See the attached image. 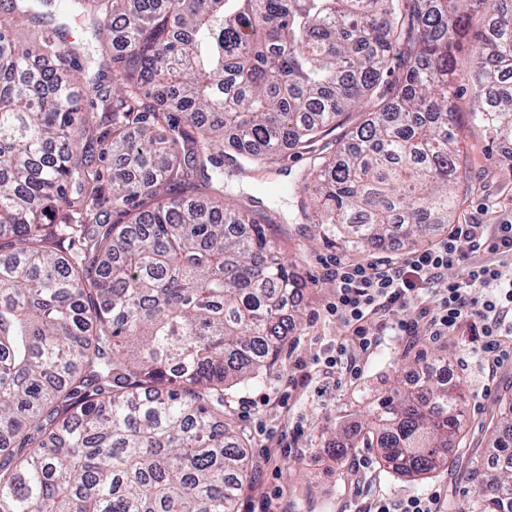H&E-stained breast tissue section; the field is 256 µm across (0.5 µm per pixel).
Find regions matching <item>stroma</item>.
Returning a JSON list of instances; mask_svg holds the SVG:
<instances>
[{"instance_id": "obj_1", "label": "stroma", "mask_w": 512, "mask_h": 512, "mask_svg": "<svg viewBox=\"0 0 512 512\" xmlns=\"http://www.w3.org/2000/svg\"><path fill=\"white\" fill-rule=\"evenodd\" d=\"M471 86L460 78L455 104L461 136L458 163L474 172L472 190H458L452 217L456 224L512 222V160L487 157L489 135L469 115ZM312 162L307 153L285 151L270 164H255L246 178L234 181L230 197H258L278 214L265 232L280 246L286 263L301 275L296 294L300 326L289 335L277 362L254 383L226 392L236 426L250 440L252 467L240 492L238 512H362L377 497L398 501L439 492L442 512H460L474 499L478 483L470 479L468 458L486 447L485 424L512 395V361L489 367L474 326L452 336H404L383 328V314L365 321L377 343L356 352L357 374L347 373L336 356L350 346L352 330L328 312L336 299L332 272L342 252L326 246L314 225L299 219L297 199L287 188L301 180ZM442 357L450 382L463 394V442L448 452L447 468L415 480L383 467L376 449L354 448L344 457L331 451L342 429L353 428L367 405L396 386H408L419 354ZM308 373L304 385L293 380Z\"/></svg>"}]
</instances>
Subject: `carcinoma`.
Returning a JSON list of instances; mask_svg holds the SVG:
<instances>
[{"mask_svg": "<svg viewBox=\"0 0 512 512\" xmlns=\"http://www.w3.org/2000/svg\"><path fill=\"white\" fill-rule=\"evenodd\" d=\"M48 6L98 18L112 57L106 176L83 162ZM473 12L493 19L470 34V116L504 146L512 0H0V512H237L251 460L224 391L275 363L303 281L263 216L224 198V167L316 152L298 212L346 254L448 227L471 181L453 46ZM415 365L426 395L377 398L337 454L448 465L456 387ZM490 424L463 512H512V399Z\"/></svg>", "mask_w": 512, "mask_h": 512, "instance_id": "obj_1", "label": "carcinoma"}]
</instances>
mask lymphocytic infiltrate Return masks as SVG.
Returning a JSON list of instances; mask_svg holds the SVG:
<instances>
[{"label":"lymphocytic infiltrate","instance_id":"1","mask_svg":"<svg viewBox=\"0 0 512 512\" xmlns=\"http://www.w3.org/2000/svg\"><path fill=\"white\" fill-rule=\"evenodd\" d=\"M484 253L512 258L511 223L452 225L436 245L410 252L398 264H337L336 301L331 309L352 327L353 342L363 351L372 343L364 327L371 314H392L390 328L409 336L422 330L433 336H451L476 318L485 338L484 356L499 361L507 354L502 339L512 334L506 323L512 315V278L499 265L480 262ZM454 267L462 273L449 279L436 312L423 307L410 319L395 317L396 309L423 297L443 271Z\"/></svg>","mask_w":512,"mask_h":512}]
</instances>
